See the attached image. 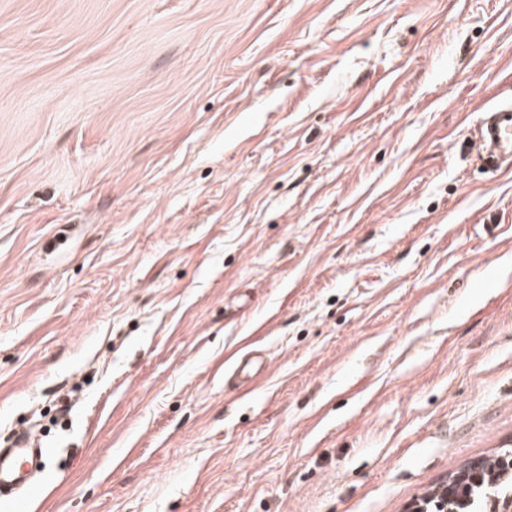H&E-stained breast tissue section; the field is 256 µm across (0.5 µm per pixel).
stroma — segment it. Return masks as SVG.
Segmentation results:
<instances>
[{"label":"stroma","instance_id":"stroma-1","mask_svg":"<svg viewBox=\"0 0 512 512\" xmlns=\"http://www.w3.org/2000/svg\"><path fill=\"white\" fill-rule=\"evenodd\" d=\"M511 99L512 0H0L23 512H408L512 448ZM477 157L486 166L512 162V101L488 108L476 134ZM266 369V358L260 353L246 356L234 370L239 385H247Z\"/></svg>","mask_w":512,"mask_h":512}]
</instances>
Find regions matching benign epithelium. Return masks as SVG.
I'll list each match as a JSON object with an SVG mask.
<instances>
[{"label": "benign epithelium", "mask_w": 512, "mask_h": 512, "mask_svg": "<svg viewBox=\"0 0 512 512\" xmlns=\"http://www.w3.org/2000/svg\"><path fill=\"white\" fill-rule=\"evenodd\" d=\"M509 475H512L511 452L498 457L497 468L492 472L486 470L484 458H475L430 495L418 500L412 512H469L472 488ZM484 512H512V493L490 497Z\"/></svg>", "instance_id": "benign-epithelium-1"}]
</instances>
